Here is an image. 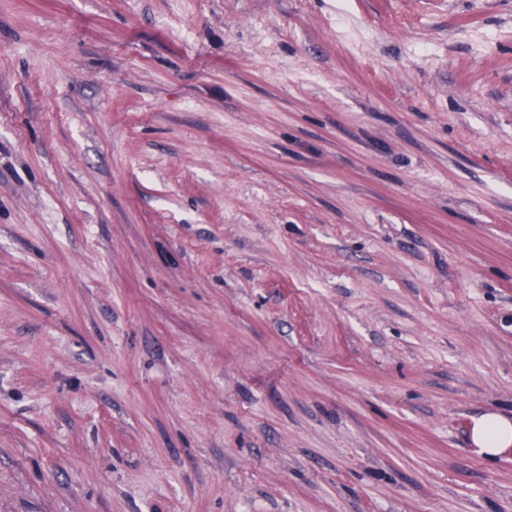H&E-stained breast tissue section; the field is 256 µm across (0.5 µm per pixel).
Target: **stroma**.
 I'll return each mask as SVG.
<instances>
[{
    "instance_id": "35a3bbf8",
    "label": "stroma",
    "mask_w": 512,
    "mask_h": 512,
    "mask_svg": "<svg viewBox=\"0 0 512 512\" xmlns=\"http://www.w3.org/2000/svg\"><path fill=\"white\" fill-rule=\"evenodd\" d=\"M512 0H0V512H512ZM470 441L489 460L512 447V417L499 411H485L472 417Z\"/></svg>"
}]
</instances>
